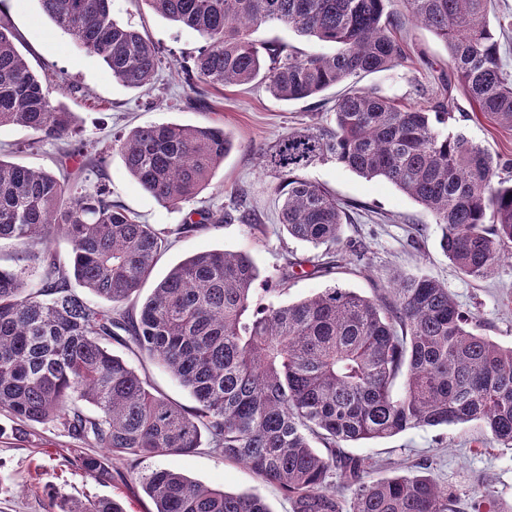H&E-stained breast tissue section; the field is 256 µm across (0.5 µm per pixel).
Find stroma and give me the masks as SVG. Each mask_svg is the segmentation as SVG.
<instances>
[{
    "label": "stroma",
    "mask_w": 512,
    "mask_h": 512,
    "mask_svg": "<svg viewBox=\"0 0 512 512\" xmlns=\"http://www.w3.org/2000/svg\"><path fill=\"white\" fill-rule=\"evenodd\" d=\"M112 15L144 32L161 48L162 64L149 87L132 89L116 81L97 56L42 14L39 0H0V25L11 30L32 70L64 78V86L52 87L51 97L73 112L75 139L107 150L104 173L113 201L160 228L182 223L190 211L228 208L238 202L255 219L251 225L212 224L173 239L141 296H148L172 266L214 249L250 257L264 276L289 269L288 290L279 298L283 304L335 284L372 297L389 286L393 275L426 276L445 285L460 307L475 315L484 335L512 345V260L499 263L486 279L460 274L440 247L439 226L417 201L383 178L359 176L331 160L307 168L303 175L351 204L352 221L343 225L332 248L336 273L304 275L299 262L314 250L288 237L280 226L274 192L280 178L266 167L262 154L289 131L329 123L330 108L343 94L344 85L328 89L315 100L281 101L260 82L208 88L198 94L186 86L181 73L203 45L196 32L157 14L147 0H112ZM400 35L407 44V60L362 75L357 84L414 105L432 92L448 62V51L413 19L405 20ZM252 38L261 47L282 44L300 53L335 50L334 44L300 36L278 23L261 26ZM452 106L456 130L493 157L512 161V131L476 115L462 89L454 90ZM169 123L221 127L235 141L209 185L177 208L162 206L145 193L128 174L119 151L112 148L117 134ZM0 149L6 160L30 168H52L61 155L56 141L36 142L32 132L15 125L0 127ZM77 450L75 442L48 425L39 426L37 436L29 440L0 443V512H54L51 498L55 495L72 501L114 497L122 499L128 512H146L150 501L139 485L118 480L102 483L69 466L66 459ZM345 450L371 462L369 479L426 475L463 499L481 492L495 498L504 510L512 507V449L491 439L480 423L413 429L389 438L349 442ZM145 465L175 468L229 493L256 494L272 512H291L290 502L276 485L206 448L181 456L157 455Z\"/></svg>",
    "instance_id": "stroma-1"
}]
</instances>
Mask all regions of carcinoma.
Masks as SVG:
<instances>
[{
	"mask_svg": "<svg viewBox=\"0 0 512 512\" xmlns=\"http://www.w3.org/2000/svg\"><path fill=\"white\" fill-rule=\"evenodd\" d=\"M39 2L117 81L134 89L152 83L159 51L112 17L111 0ZM149 2L204 39L185 70L195 92L259 79L278 99L314 98L407 58L390 0ZM402 2L444 43L448 70L418 106L354 85L336 100L329 124L282 136L265 153L282 176L279 224L315 248L336 244L346 207L301 175L334 160L414 198L439 225L451 264L484 279L512 258V179L493 181L500 161L448 131V122L459 85L476 112L512 130V76L488 19L493 0ZM270 22L333 43L336 52L300 55L275 46L263 57L249 36ZM73 124V113L52 102L47 80L0 26V126L65 140ZM113 147L147 194L177 207L209 184L232 140L218 127L151 124L114 137ZM62 155L82 164H63L57 175L0 157V241L15 246L0 264V412L12 422L0 424V440L48 424L81 448L106 450L69 460L101 481L112 480V458H125L130 467L117 475L139 484L149 512H272L256 495L213 489L172 468H138L156 455L204 446L285 490L291 512H464L460 498L429 476L366 480L370 463L343 447L478 421L512 448V347L481 334L448 288L399 276L374 298L333 287L263 305L251 258L211 250L172 267L135 305L171 236L247 222L250 214L236 206L200 210L161 230L113 202L104 181L91 192L79 182L86 168L104 167V152L81 142ZM57 237L71 246L66 259L52 249ZM114 342L171 373L196 405L187 409L155 391L112 354ZM56 508L127 512L116 498L64 500Z\"/></svg>",
	"mask_w": 512,
	"mask_h": 512,
	"instance_id": "obj_1",
	"label": "carcinoma"
}]
</instances>
